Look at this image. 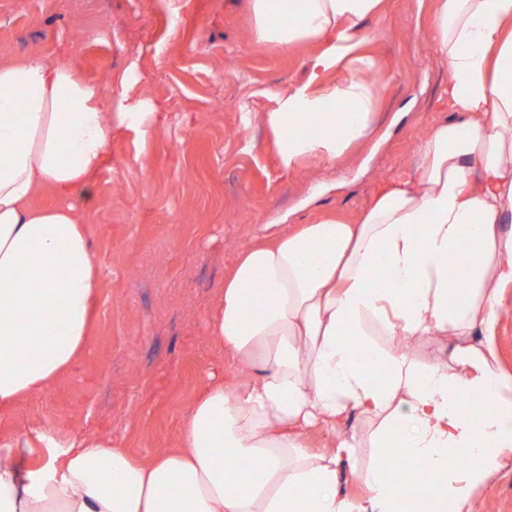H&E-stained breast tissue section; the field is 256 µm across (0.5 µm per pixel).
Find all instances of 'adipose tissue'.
<instances>
[{
    "mask_svg": "<svg viewBox=\"0 0 512 512\" xmlns=\"http://www.w3.org/2000/svg\"><path fill=\"white\" fill-rule=\"evenodd\" d=\"M247 4L253 45L315 47L302 82L266 92L280 168L363 147L379 94L364 26L385 0ZM424 37L446 118L353 222L265 224L239 251L209 323L229 371L206 373L178 444L149 462L96 433L34 464L0 448V512H474L512 456L495 311L512 283V0H433ZM154 116L74 61L0 63V421L85 353L103 289L92 176ZM46 189L59 203L35 206ZM354 412L366 430L342 429ZM344 462L365 495L339 491Z\"/></svg>",
    "mask_w": 512,
    "mask_h": 512,
    "instance_id": "adipose-tissue-1",
    "label": "adipose tissue"
}]
</instances>
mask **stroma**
<instances>
[{
	"label": "stroma",
	"mask_w": 512,
	"mask_h": 512,
	"mask_svg": "<svg viewBox=\"0 0 512 512\" xmlns=\"http://www.w3.org/2000/svg\"><path fill=\"white\" fill-rule=\"evenodd\" d=\"M429 8L386 0L367 24L384 83L371 141L287 173L265 131L240 121L270 108L266 88L304 80L307 53L252 45L245 0H0V60L72 59L84 79L130 84L156 108L149 131L113 137L92 177L105 288L90 346L0 425V445L29 459L91 432L142 460L174 447L200 379L226 365L209 321L242 242L263 224L353 218L441 119L448 69L422 35Z\"/></svg>",
	"instance_id": "1"
}]
</instances>
